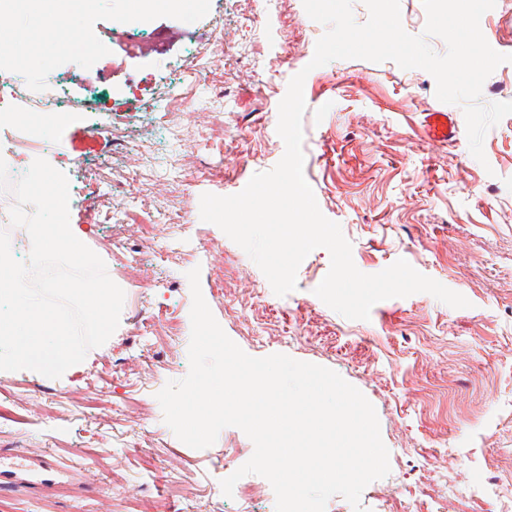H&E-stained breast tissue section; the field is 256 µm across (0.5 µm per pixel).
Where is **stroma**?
<instances>
[{
    "label": "stroma",
    "mask_w": 512,
    "mask_h": 512,
    "mask_svg": "<svg viewBox=\"0 0 512 512\" xmlns=\"http://www.w3.org/2000/svg\"><path fill=\"white\" fill-rule=\"evenodd\" d=\"M28 21L18 11L0 23L27 64L42 51ZM480 26L512 54V0H496ZM325 31L303 0H184L143 25L126 20L122 0H91L73 34L106 47L93 97L72 80L64 122L0 102V158L18 156L17 127L43 126L19 157L66 174L70 224L125 293L111 341L81 371L0 378V468L16 454L46 457L56 482L4 496L10 512H276L262 476L222 492L254 451L241 429L191 448L156 398L189 372L186 274L196 267L214 317L246 354L327 367L374 406L390 473L359 506L335 496L326 512H502L512 499V115L487 132L481 161L466 132L429 142L424 117L441 106L433 76L362 59L310 68ZM301 71L304 176L357 269L376 274L405 259L469 307L416 293L378 302L369 320L346 318L314 293L330 268L323 248L280 297L201 220L202 194H236L281 160L278 106ZM143 224L154 227L149 249ZM137 254L142 288L125 275ZM137 315L176 330L140 333Z\"/></svg>",
    "instance_id": "stroma-1"
}]
</instances>
